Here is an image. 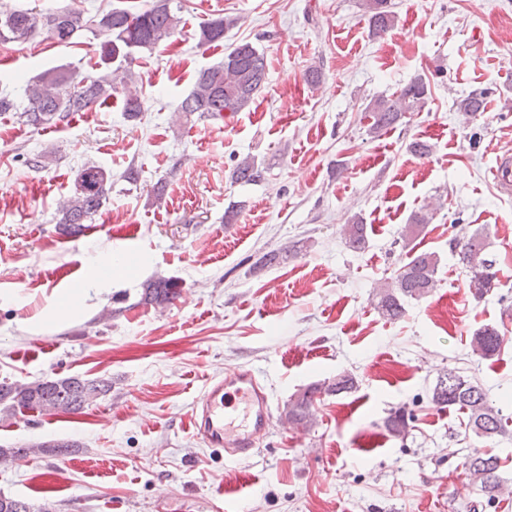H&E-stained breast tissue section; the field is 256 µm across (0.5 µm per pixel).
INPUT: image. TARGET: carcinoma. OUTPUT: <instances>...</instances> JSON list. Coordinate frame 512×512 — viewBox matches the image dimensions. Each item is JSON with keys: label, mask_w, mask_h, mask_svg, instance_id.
<instances>
[{"label": "carcinoma", "mask_w": 512, "mask_h": 512, "mask_svg": "<svg viewBox=\"0 0 512 512\" xmlns=\"http://www.w3.org/2000/svg\"><path fill=\"white\" fill-rule=\"evenodd\" d=\"M364 15L375 37L386 34L395 24L396 15L390 0H361ZM181 5L173 0H156L149 9L131 12L114 8L106 13L87 15L80 10L67 9L49 14H33L27 10L0 12V43H25L37 32L59 45H69L82 31L92 33L98 40L99 61L96 73H82L68 66L47 69L29 78L24 87L27 104L19 107L8 95H0V112H21L28 125L38 127L61 121L75 112H86L105 104L119 94L124 78L118 70L106 66L116 60L126 63L129 72L135 60L134 53L153 50L160 43L174 37L180 23ZM236 19L217 17L209 20L200 31V44L211 45L224 40V31ZM267 62L264 52L250 43L234 47L224 60L201 70L191 92L183 99L178 111L185 115L199 113L201 117H221L225 112H241L253 102L266 79ZM430 88L420 76L412 79L399 93L381 96L366 107L371 124L368 133L378 135L393 129L407 114L421 111L428 101ZM464 119L484 109V93H473L456 103ZM235 181L254 182L262 177V169L252 156L237 162L233 170ZM109 177L105 169L91 166L79 175L76 191L61 207L59 227L69 234L81 232L107 200ZM433 209L423 206L409 218L400 236L401 249L408 262L395 276L383 280L376 289L377 309L389 320H398L405 314L404 302L419 299L434 285L438 257L433 252H417L413 241L430 223ZM345 245L357 252L368 243L367 225L355 216L340 229ZM450 245L458 261L468 274L471 295L480 299L497 287L499 269L496 259L488 252L486 237L479 232L463 233L454 237ZM179 296L173 281L157 278L146 284L141 301L153 307H166ZM506 336L492 325H483L474 331L470 347L472 353L487 359L501 351ZM356 389L355 379L343 374L332 382L313 385L295 395L285 406L288 422L308 430L314 423L316 397L322 394L339 395ZM112 381L104 378L69 376L47 378L31 384L0 383V409L8 415L25 410L76 414L93 400L107 395ZM431 404L442 410L458 407L467 412L466 427L479 438H491L505 432L506 423L499 409L478 385L465 380L454 370H445L437 377L431 391ZM413 415L400 408L391 413L385 427L394 436L405 434ZM71 443L60 445H31L27 448H0V460L24 458L30 454L55 456L70 453ZM499 458L474 450L462 462L466 485L486 501L497 497L502 485ZM0 512H50L43 506L36 508L27 501L0 494Z\"/></svg>", "instance_id": "1"}]
</instances>
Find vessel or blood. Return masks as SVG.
I'll return each mask as SVG.
<instances>
[{
    "mask_svg": "<svg viewBox=\"0 0 512 512\" xmlns=\"http://www.w3.org/2000/svg\"><path fill=\"white\" fill-rule=\"evenodd\" d=\"M493 174L500 191L511 193V153L498 156ZM191 424L205 447L224 449L234 460L249 459L273 426L272 403L260 373L232 369L210 378L193 405Z\"/></svg>",
    "mask_w": 512,
    "mask_h": 512,
    "instance_id": "b4317fda",
    "label": "vessel or blood"
}]
</instances>
